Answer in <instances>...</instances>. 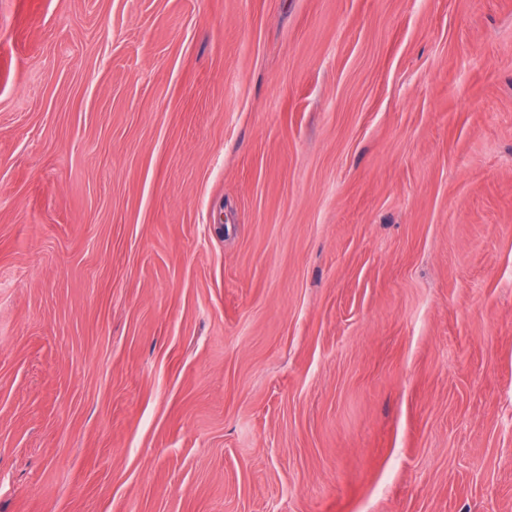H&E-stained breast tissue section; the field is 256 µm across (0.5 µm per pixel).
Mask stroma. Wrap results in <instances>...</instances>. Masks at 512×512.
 Segmentation results:
<instances>
[{
	"label": "stroma",
	"instance_id": "stroma-1",
	"mask_svg": "<svg viewBox=\"0 0 512 512\" xmlns=\"http://www.w3.org/2000/svg\"><path fill=\"white\" fill-rule=\"evenodd\" d=\"M0 512H512V0H0Z\"/></svg>",
	"mask_w": 512,
	"mask_h": 512
}]
</instances>
